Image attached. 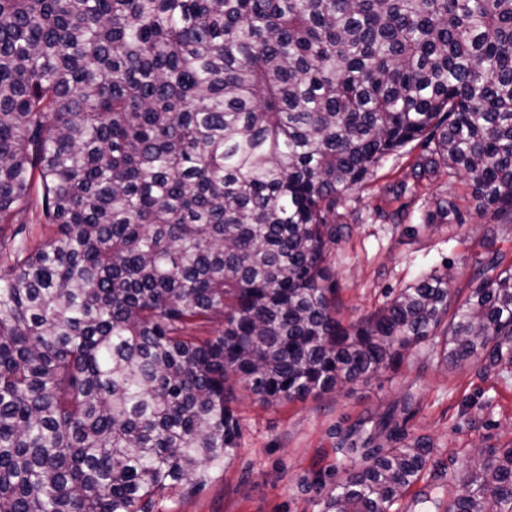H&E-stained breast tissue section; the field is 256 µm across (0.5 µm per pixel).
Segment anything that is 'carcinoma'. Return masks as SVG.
I'll return each instance as SVG.
<instances>
[{
  "mask_svg": "<svg viewBox=\"0 0 512 512\" xmlns=\"http://www.w3.org/2000/svg\"><path fill=\"white\" fill-rule=\"evenodd\" d=\"M415 140L417 177L512 222V0H0V224L51 230L0 238V512L202 491L239 445L231 381L274 405L421 344L512 362V265L336 319V202ZM431 453L372 449L321 512H399ZM423 502L512 512V448ZM20 227H23V233L21 236L27 237L28 242L31 245H38L47 236L46 227L37 222V217L34 211L26 212L24 215H19L15 224H2V228L4 229L0 230V235L10 236L14 229H18Z\"/></svg>",
  "mask_w": 512,
  "mask_h": 512,
  "instance_id": "obj_1",
  "label": "carcinoma"
}]
</instances>
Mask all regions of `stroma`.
Segmentation results:
<instances>
[{"mask_svg":"<svg viewBox=\"0 0 512 512\" xmlns=\"http://www.w3.org/2000/svg\"><path fill=\"white\" fill-rule=\"evenodd\" d=\"M426 151L415 142L385 158L336 206L344 230L328 259L343 323L380 310L402 288L446 270L461 295L493 254L512 262V223L480 211L467 181L440 172L417 178ZM454 203L461 220L425 230L437 200ZM233 406L242 431L233 463L203 491L158 499L155 512H320V502L371 448H388V420L401 443L430 442L431 472L400 501V512H425V494L462 488L475 452L512 446V369L483 363L440 366L422 345L375 377L337 385L302 400L268 406L243 387Z\"/></svg>","mask_w":512,"mask_h":512,"instance_id":"1","label":"stroma"}]
</instances>
